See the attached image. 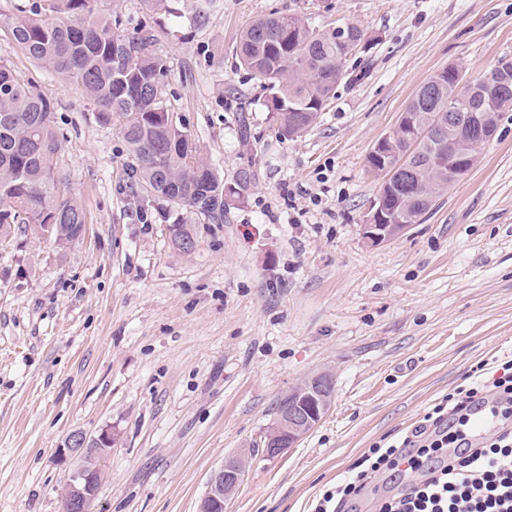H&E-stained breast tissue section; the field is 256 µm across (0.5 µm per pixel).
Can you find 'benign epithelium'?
<instances>
[{"label": "benign epithelium", "mask_w": 512, "mask_h": 512, "mask_svg": "<svg viewBox=\"0 0 512 512\" xmlns=\"http://www.w3.org/2000/svg\"><path fill=\"white\" fill-rule=\"evenodd\" d=\"M389 202L379 195L369 210V216L362 225L364 238L375 245L390 241L408 229L406 224L387 223ZM318 406L308 412L293 407H285L279 427L281 434L269 438L264 446V453L273 459L283 454L288 447L308 434L322 419L329 408L328 400L321 394L313 395ZM72 446L86 449L84 462L72 475L66 488L67 508L70 512H92V505L98 495L100 470L104 457L100 451L112 445V429L103 430L97 437L87 439L76 432L70 436ZM246 460L242 456H233L224 461L216 471L203 495L198 512H224V501L228 499L242 481Z\"/></svg>", "instance_id": "obj_1"}]
</instances>
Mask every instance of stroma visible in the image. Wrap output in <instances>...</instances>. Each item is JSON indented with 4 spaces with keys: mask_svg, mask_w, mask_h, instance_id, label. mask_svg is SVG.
Listing matches in <instances>:
<instances>
[{
    "mask_svg": "<svg viewBox=\"0 0 512 512\" xmlns=\"http://www.w3.org/2000/svg\"><path fill=\"white\" fill-rule=\"evenodd\" d=\"M0 0V65L53 102L61 159L86 217L69 249L0 237V512H62L72 433L115 438L94 512H197L212 474L247 454L224 512H315L369 448L401 441L481 364L512 358V112L476 166L380 245L362 224L381 179L367 158L438 70L465 80L512 61V0H95L124 33L150 28L164 100L203 159L237 186L191 254L126 175L116 126L32 63ZM292 9L351 21L374 42L300 137L276 133L236 40ZM330 373L320 423L260 449L276 402Z\"/></svg>",
    "mask_w": 512,
    "mask_h": 512,
    "instance_id": "1",
    "label": "stroma"
}]
</instances>
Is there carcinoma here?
Returning <instances> with one entry per match:
<instances>
[{
  "instance_id": "obj_1",
  "label": "carcinoma",
  "mask_w": 512,
  "mask_h": 512,
  "mask_svg": "<svg viewBox=\"0 0 512 512\" xmlns=\"http://www.w3.org/2000/svg\"><path fill=\"white\" fill-rule=\"evenodd\" d=\"M120 26L110 14L92 16L90 0H36L15 20L12 36L41 68L80 87L100 108L102 123L118 127L127 144L128 177L162 203V216L186 213L222 223L226 200L237 191L201 157L187 129L170 119L163 97L168 68L153 49V34L143 29L129 36ZM364 38L354 23L319 30L310 17L292 11H272L246 24L237 46L240 62L266 91L264 106L280 136L292 139L316 122L336 84L349 77L344 63ZM507 85L512 87L508 61L465 84L445 67L419 89L383 152L368 156L369 169L384 167L409 141L421 140L404 179L385 190L401 223H417L448 188L451 155L433 137L438 114L458 115L448 139L458 144L459 156L473 157L484 145L470 131L478 118L493 121L512 111V92L501 93ZM60 152L50 97L0 65L1 232L19 224L62 247L77 240L85 212L70 192ZM168 229L175 230L173 246L187 253L180 242L197 238L196 225L178 217Z\"/></svg>"
}]
</instances>
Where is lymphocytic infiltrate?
<instances>
[{
    "label": "lymphocytic infiltrate",
    "instance_id": "1",
    "mask_svg": "<svg viewBox=\"0 0 512 512\" xmlns=\"http://www.w3.org/2000/svg\"><path fill=\"white\" fill-rule=\"evenodd\" d=\"M483 406L512 422V359L492 381L477 380L448 394L400 444L370 448L356 475L323 495L318 512L359 496L373 474L401 482L415 472L423 482L405 496L389 491L379 512H512V431L494 433L477 447L470 443L474 416Z\"/></svg>",
    "mask_w": 512,
    "mask_h": 512
}]
</instances>
